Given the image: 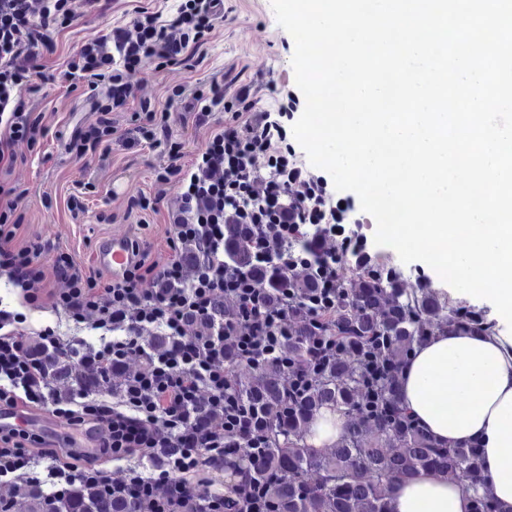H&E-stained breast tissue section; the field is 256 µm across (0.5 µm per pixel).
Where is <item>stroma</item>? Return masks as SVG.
<instances>
[{
	"mask_svg": "<svg viewBox=\"0 0 512 512\" xmlns=\"http://www.w3.org/2000/svg\"><path fill=\"white\" fill-rule=\"evenodd\" d=\"M179 0H110L104 14L78 20L59 11L51 31L54 51L45 57L44 76L32 77L19 95L28 109L46 116V130L36 146L15 145L16 161L0 170V181L14 187L19 199L13 220L23 226V238H41L69 249L85 260L97 242L114 233L146 240L153 254L169 251L171 212L144 210L141 197L156 190V176L167 160L166 146L133 148L123 142L133 128L141 102L164 108L171 90H206L213 78L227 75L236 88H245L258 110L276 109L287 92L295 90L291 66L294 40L277 22L270 0H224V18L216 23L204 55L182 65L147 61L127 76L135 96L111 113L116 137L107 162L94 149L78 151L71 134L90 112V102L105 103L107 75L74 74L80 50L99 40L108 26L130 24L140 11L175 12ZM228 114L216 110L209 124L183 126L179 116L170 119L169 139L184 143L185 164H193L199 148L222 129ZM79 197L80 213L68 202Z\"/></svg>",
	"mask_w": 512,
	"mask_h": 512,
	"instance_id": "35a3bbf8",
	"label": "stroma"
}]
</instances>
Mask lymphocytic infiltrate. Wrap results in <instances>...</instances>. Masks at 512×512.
<instances>
[{
  "label": "lymphocytic infiltrate",
  "mask_w": 512,
  "mask_h": 512,
  "mask_svg": "<svg viewBox=\"0 0 512 512\" xmlns=\"http://www.w3.org/2000/svg\"><path fill=\"white\" fill-rule=\"evenodd\" d=\"M35 0H0V168L16 160L17 141L36 143L42 128L14 101L15 89L43 68L36 47L49 37L34 22ZM224 16V0H182L170 18L144 11L131 27L108 29L102 44L84 47L75 71L96 76L109 63L103 43L115 46L120 67L108 95L113 107L133 96L126 73L157 58L184 61L199 50ZM227 80H212L203 94L168 97L193 125L208 124L214 107L230 117L185 168L171 150L147 206L159 210L168 189L178 192L182 217L171 225L169 253L154 255L134 241V260L121 277L107 279L89 262L50 241L21 239L7 223L18 197L0 182V274L16 290L17 305L0 301V409L66 418L75 430L98 435L94 452L70 434L48 437L34 427L0 428V512L15 489L46 508L88 490L110 501L146 504L149 512H265V496L246 471L224 481V463L237 438L254 435L255 417L232 390L226 348L246 360L275 354L288 336V319L315 318L336 303V258L320 268L322 286L307 301L269 299L241 268L224 258L227 219L244 225L254 254L276 251L287 260L292 243L311 228L324 235L347 223L351 203H332L323 176L287 146L285 108L254 111L229 97ZM268 176L257 179L258 167ZM65 314L77 328L97 333L93 345L46 325L31 331L23 307ZM143 363L126 366L132 355ZM87 375L90 385L61 391L59 363ZM40 457H32V449ZM42 475H35V468Z\"/></svg>",
  "instance_id": "f902f5d3"
}]
</instances>
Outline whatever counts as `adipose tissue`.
<instances>
[{"label":"adipose tissue","mask_w":512,"mask_h":512,"mask_svg":"<svg viewBox=\"0 0 512 512\" xmlns=\"http://www.w3.org/2000/svg\"><path fill=\"white\" fill-rule=\"evenodd\" d=\"M400 397L429 435L479 442L488 488L512 512V344L501 334L434 337L406 365ZM395 512H471L463 485L423 471L397 480Z\"/></svg>","instance_id":"1"}]
</instances>
